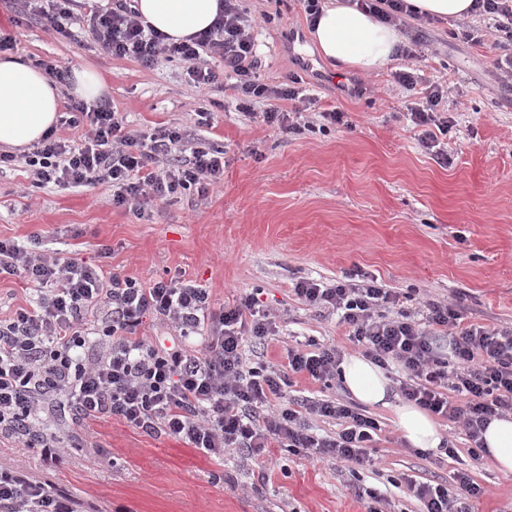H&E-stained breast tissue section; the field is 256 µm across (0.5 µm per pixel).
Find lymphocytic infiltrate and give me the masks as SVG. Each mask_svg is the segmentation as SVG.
<instances>
[{
    "label": "lymphocytic infiltrate",
    "mask_w": 512,
    "mask_h": 512,
    "mask_svg": "<svg viewBox=\"0 0 512 512\" xmlns=\"http://www.w3.org/2000/svg\"><path fill=\"white\" fill-rule=\"evenodd\" d=\"M22 10L46 21L63 37L75 19L73 0H19ZM472 15L495 23L496 36L483 41L474 28L464 40L498 51L496 65L512 78V0H475ZM260 17L243 0H224L215 24L179 43L144 25L126 4L95 12L88 26L104 53L152 66L159 56L187 64L193 85L229 84L245 119L284 132L300 130L301 110L283 109L299 100L297 86L260 80L255 59ZM446 85L431 83L421 105L411 110L419 144L439 164L449 158L438 147L448 132L443 118ZM64 125L79 136L60 141L45 134L24 154L39 186L109 185L118 206L143 207L171 200L190 189L205 192L224 176L218 149L190 142L177 127L148 135L126 131L110 103L71 101ZM24 274L39 292L35 307L0 321V434L37 448L47 466L63 461V438L44 420L53 405L82 423L118 418L146 434L162 432L210 458L235 451L242 463L268 465L273 448L311 460L332 458L352 471L372 467L378 430L361 408L336 399L291 396V375L322 383L340 374L342 351L329 344L317 351L289 349L287 369L250 366V345L278 333L275 315L257 308L252 296L213 308L207 289L181 278L140 283L101 267L58 255L28 251L0 240V275ZM293 291L308 307L338 315L365 357L385 368L396 363L406 378L401 395L430 413L460 420L479 459L482 434L492 418L512 415V329L463 323L454 305L431 300L422 320L400 312V295L377 277L353 276L331 287L302 278ZM103 319L87 329L94 313ZM171 325V345L147 340L137 330L146 316ZM450 333V354H440L435 337ZM340 421L336 435L312 433L311 418ZM455 488L426 483L412 490L424 512H469V498L482 489L465 472ZM0 512H77L72 497L49 483L0 464Z\"/></svg>",
    "instance_id": "lymphocytic-infiltrate-1"
}]
</instances>
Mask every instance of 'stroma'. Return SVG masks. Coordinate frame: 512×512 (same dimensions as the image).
Instances as JSON below:
<instances>
[{
	"label": "stroma",
	"mask_w": 512,
	"mask_h": 512,
	"mask_svg": "<svg viewBox=\"0 0 512 512\" xmlns=\"http://www.w3.org/2000/svg\"><path fill=\"white\" fill-rule=\"evenodd\" d=\"M256 8L269 16L257 36L264 82L301 77L316 109L338 106L348 126L317 116L311 128L285 133L248 122L232 90L189 88L180 61L162 56L145 67L104 54L85 23L64 39L19 14L13 0H0V31L15 38L16 53L35 63L52 59L64 73L98 69L128 129L176 126L224 152L220 186L153 201L140 214L113 205L109 186L37 187L23 162L2 167L0 240L143 283L180 276L206 288L216 307L254 295L278 315L280 334L248 352L253 366L287 368V348L311 342L359 353L337 317L296 297L292 284L302 277L330 286L357 271L371 274L403 295L412 316L437 300L457 305L466 321L512 328V87L485 47L459 35L478 17L433 22L414 57L365 77L336 71L309 51L297 0H258ZM408 67L448 86L452 126L439 138L446 166L417 141L409 108L418 97L393 78ZM203 110L209 123L198 121ZM36 301L23 275L0 278V320ZM365 413L381 427L379 463L357 476L344 463L284 448L273 449L267 468H246L233 452L219 461L115 418L87 427L60 414L50 417L64 434L60 467L47 468L39 449L8 435L0 436V462L72 495L79 512H367L355 483L386 493L387 512H421L413 493L390 486V478L448 485L460 468L484 489L471 512H512V474L487 459L472 464L462 424L438 421L456 457L422 456L402 440L390 410Z\"/></svg>",
	"instance_id": "35a3bbf8"
}]
</instances>
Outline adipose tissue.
<instances>
[{"label":"adipose tissue","mask_w":512,"mask_h":512,"mask_svg":"<svg viewBox=\"0 0 512 512\" xmlns=\"http://www.w3.org/2000/svg\"><path fill=\"white\" fill-rule=\"evenodd\" d=\"M222 0H132L145 24L180 42L213 24ZM311 40L320 55L337 70L362 74L381 70L394 61L401 34L350 0L325 5ZM71 94L92 103L105 99L109 84L90 66L71 68L66 76ZM57 82L29 60L0 55V148L24 150L37 143L59 119ZM340 379L358 402L391 410L393 422L409 447L439 451L444 435L424 409L411 402H391V382L385 370L360 354L346 356ZM488 456L497 470L512 473V416L492 418L482 435Z\"/></svg>","instance_id":"ef3b65f1"}]
</instances>
